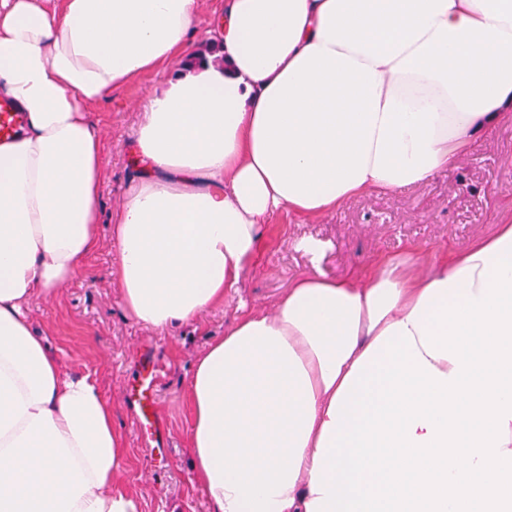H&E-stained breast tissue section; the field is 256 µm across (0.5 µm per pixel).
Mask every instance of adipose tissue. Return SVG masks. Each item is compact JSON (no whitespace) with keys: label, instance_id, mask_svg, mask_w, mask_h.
<instances>
[{"label":"adipose tissue","instance_id":"adipose-tissue-1","mask_svg":"<svg viewBox=\"0 0 512 512\" xmlns=\"http://www.w3.org/2000/svg\"><path fill=\"white\" fill-rule=\"evenodd\" d=\"M0 0V96L28 117L0 143V512H138L94 379L64 373L33 298L99 244L103 140L90 107L170 73L132 134L136 171L111 220L121 303L159 332L222 304L280 214L413 189L512 122V0ZM221 63L174 67L197 36ZM512 219L415 272L296 280L237 315L189 377L193 479L211 512H308L331 472L317 446L354 362L389 326L419 334L456 293L485 296Z\"/></svg>","mask_w":512,"mask_h":512}]
</instances>
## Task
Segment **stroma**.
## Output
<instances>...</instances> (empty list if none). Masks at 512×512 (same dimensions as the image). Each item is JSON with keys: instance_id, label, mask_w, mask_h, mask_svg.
<instances>
[{"instance_id": "1", "label": "stroma", "mask_w": 512, "mask_h": 512, "mask_svg": "<svg viewBox=\"0 0 512 512\" xmlns=\"http://www.w3.org/2000/svg\"><path fill=\"white\" fill-rule=\"evenodd\" d=\"M167 82L164 74L145 77L90 109L88 117L104 143L99 245L83 274L56 294L34 299L28 311L33 327L46 336L67 371L91 375L111 403L130 460L117 483L135 494L139 512H210L191 469L186 380L193 362L223 335L239 305L272 312L280 296L306 274L344 277L365 269L379 254L410 245L420 249L427 267L447 249H463L492 235L499 222L512 218V123L475 140L459 164L418 188L354 197L314 219L278 216L267 227L258 262L237 291L193 326L166 334L137 324L124 312L119 284L110 274L117 255L108 220L120 207L132 173L129 146L144 101ZM307 239L319 243V255L303 248ZM144 352L158 366L159 421L169 439L162 453L142 435L138 408L127 394Z\"/></svg>"}]
</instances>
